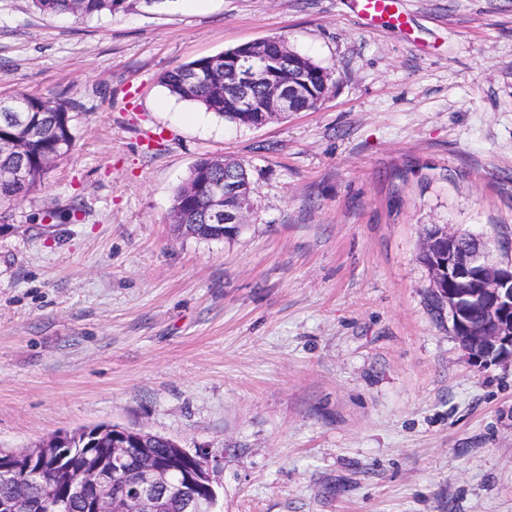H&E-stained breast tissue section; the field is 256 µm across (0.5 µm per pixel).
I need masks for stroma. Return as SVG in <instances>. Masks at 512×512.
Here are the masks:
<instances>
[{"mask_svg":"<svg viewBox=\"0 0 512 512\" xmlns=\"http://www.w3.org/2000/svg\"><path fill=\"white\" fill-rule=\"evenodd\" d=\"M403 9L0 0V98L71 102L75 137L0 209V450L107 423L207 453L214 512H512V359L473 362L423 261L434 224L512 260V0ZM280 34L333 74L315 108L236 126L161 82ZM224 157L243 231L177 234V187ZM32 6L49 17L71 15L92 16L102 12L116 14L127 11L130 0H32ZM353 10L368 27L391 24L403 27L407 24L401 0H347Z\"/></svg>","mask_w":512,"mask_h":512,"instance_id":"35a3bbf8","label":"stroma"}]
</instances>
